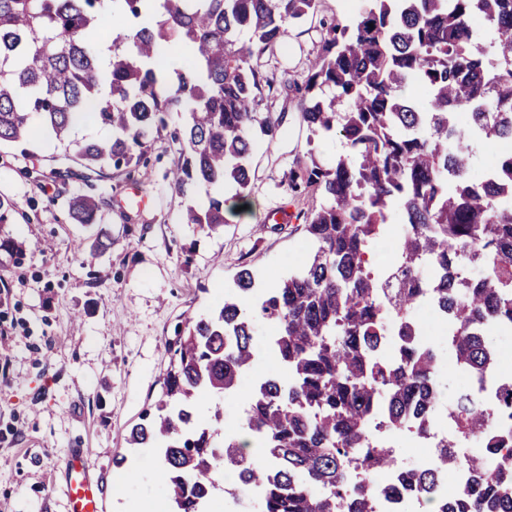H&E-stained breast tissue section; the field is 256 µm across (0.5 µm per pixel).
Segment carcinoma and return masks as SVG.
Masks as SVG:
<instances>
[{"label": "carcinoma", "mask_w": 512, "mask_h": 512, "mask_svg": "<svg viewBox=\"0 0 512 512\" xmlns=\"http://www.w3.org/2000/svg\"><path fill=\"white\" fill-rule=\"evenodd\" d=\"M145 2L0 0V143L55 139L66 165L50 174L65 186L137 164L175 112L174 192L219 183L247 199L249 159L276 143L285 116L262 111L281 85L261 60L317 0H154L151 15ZM129 19L139 25L103 58L105 24ZM295 90L309 140L344 143L333 161L310 149L287 172L293 196L322 199L304 213L303 259L248 305L238 294L255 278L240 270L238 293L176 329L157 414L130 444L156 450L172 512H203L231 468L259 491L258 512H374L377 494L408 497L414 512H512V434L497 430L512 418V380L496 383L494 404L459 389L444 406L442 351L412 317L434 309L477 384L497 371L494 337L512 332V151L477 179L474 146L512 145V0H363L322 32ZM84 112L108 139L72 137ZM227 203L208 192L183 221L215 231ZM71 209L93 224L100 205L82 195ZM10 223L0 200V255L18 265L26 246L2 230ZM389 224L401 225L396 252L374 262ZM259 323L275 328L269 345L288 378L257 382L237 426L219 409L200 425L195 397L237 390L259 356ZM407 430L432 443L430 463L398 464L382 436ZM477 434L487 450L461 457L458 441ZM462 464L470 481L436 494Z\"/></svg>", "instance_id": "1"}]
</instances>
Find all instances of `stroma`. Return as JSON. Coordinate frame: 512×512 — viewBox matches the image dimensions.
<instances>
[{"label":"stroma","instance_id":"1","mask_svg":"<svg viewBox=\"0 0 512 512\" xmlns=\"http://www.w3.org/2000/svg\"><path fill=\"white\" fill-rule=\"evenodd\" d=\"M361 2L319 0L316 15L289 27L265 55L267 70L290 83L268 102L270 111L285 113L287 133L250 159L248 220L228 219L214 232L182 223L188 200L169 184L176 145L166 136L139 166L107 170L62 194L51 179L37 186L26 176L31 167L56 166L53 142L39 141L32 158L0 145V198L15 208L9 233L53 245L0 274V512H68L61 466L78 446L88 451L105 512H164L166 469L150 449L130 446V431L156 411L168 343L185 315L209 313L234 291L241 269L269 288L299 265L302 223L266 218L283 207L320 204L317 196L293 198L285 174L307 149L328 162L343 142L309 140L294 87L314 61L320 20L347 19ZM136 185L152 200L141 212L121 203ZM84 194L101 202L97 223L71 215L70 200ZM103 234L112 246L101 252L95 244Z\"/></svg>","mask_w":512,"mask_h":512}]
</instances>
